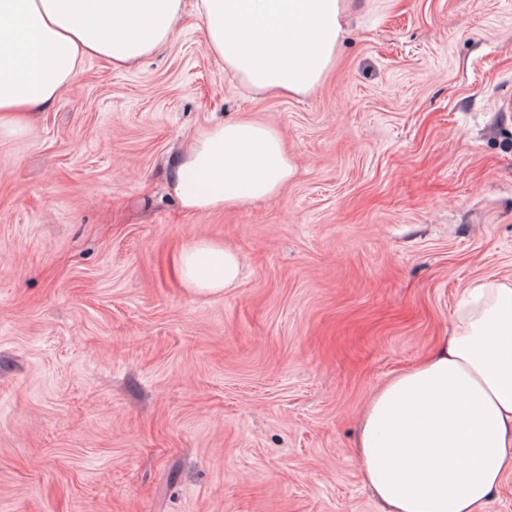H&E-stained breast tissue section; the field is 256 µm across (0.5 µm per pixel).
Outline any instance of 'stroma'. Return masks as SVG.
I'll return each instance as SVG.
<instances>
[{"instance_id":"1","label":"stroma","mask_w":512,"mask_h":512,"mask_svg":"<svg viewBox=\"0 0 512 512\" xmlns=\"http://www.w3.org/2000/svg\"><path fill=\"white\" fill-rule=\"evenodd\" d=\"M238 117L294 178L184 210L174 160ZM201 237L236 287L184 288ZM482 278L512 279V0H355L302 97L242 86L186 7L0 131V512H378L360 414Z\"/></svg>"}]
</instances>
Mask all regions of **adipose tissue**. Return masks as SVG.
I'll return each mask as SVG.
<instances>
[{
  "label": "adipose tissue",
  "instance_id": "1",
  "mask_svg": "<svg viewBox=\"0 0 512 512\" xmlns=\"http://www.w3.org/2000/svg\"><path fill=\"white\" fill-rule=\"evenodd\" d=\"M350 0H196L209 50L248 89L305 95L336 63ZM184 0H0V125L50 107L91 57L128 69L168 41ZM295 173L279 129L255 119L200 130L172 191L195 214L277 198ZM186 287L239 279L223 244L182 248ZM355 448L379 512H484L512 475V280L473 284L448 339L376 390Z\"/></svg>",
  "mask_w": 512,
  "mask_h": 512
}]
</instances>
